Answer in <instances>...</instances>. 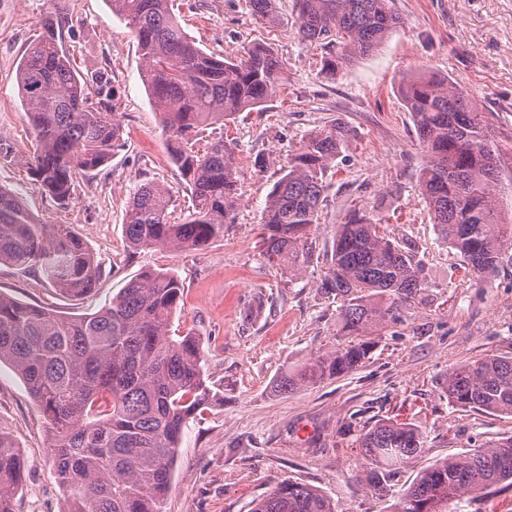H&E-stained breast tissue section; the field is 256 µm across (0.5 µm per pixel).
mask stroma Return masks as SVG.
Segmentation results:
<instances>
[{"instance_id":"obj_1","label":"stroma","mask_w":512,"mask_h":512,"mask_svg":"<svg viewBox=\"0 0 512 512\" xmlns=\"http://www.w3.org/2000/svg\"><path fill=\"white\" fill-rule=\"evenodd\" d=\"M278 22L256 21L246 0H173L185 31L206 51L234 54L271 45L286 64L285 83L251 112L206 128L202 141L223 135L240 171L241 201L224 239L189 251L132 252L124 233L130 197L152 179L167 186L173 216L191 211V194L170 161L168 133L141 78L142 60L125 21L109 0H0V186L19 195L47 224H68L96 254L101 277L81 300L57 293L36 272L0 265V292L65 314H91L109 304L145 269L176 273L183 302L175 336H196L203 369L219 400L184 430L164 512H252L292 479L322 491L342 512H392L357 480L355 439L382 420L421 427L426 453L408 467L412 482L434 461L512 435V417L452 408L443 386L450 367L488 353L512 354V241L489 277H462L439 238L419 193L428 160L399 89L432 72L477 97L497 148L495 187L512 222V0H392L401 19L372 54L335 79L319 72L321 52L300 41L295 0H277ZM68 14L63 46L84 76L102 73L120 96L123 145L107 166L79 180L65 205L30 176L34 130L17 85L19 63L42 22ZM342 119L348 138L327 180L312 251L301 274L269 270L256 239L277 169L302 137ZM264 158L266 168L253 165ZM384 219L396 237L413 242L430 283L404 325L374 332V348L348 375L275 394L272 385L310 355L338 344L339 304L319 283L338 224L351 209ZM0 427L25 461L16 512H67L49 449L47 424L8 362L0 363Z\"/></svg>"}]
</instances>
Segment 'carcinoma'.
<instances>
[{"instance_id":"obj_1","label":"carcinoma","mask_w":512,"mask_h":512,"mask_svg":"<svg viewBox=\"0 0 512 512\" xmlns=\"http://www.w3.org/2000/svg\"><path fill=\"white\" fill-rule=\"evenodd\" d=\"M126 21L144 62L143 82L164 118L170 157L191 188L192 214L172 218L168 188L146 181L130 198L124 231L132 252L207 248L224 240L240 200L239 170L220 135L196 147L201 128L252 111L283 85L273 48L254 44L234 57L204 51L182 28L169 0H109ZM272 24L276 0H249ZM297 34L323 50L321 72L333 79L350 61L373 53L399 26L390 0H298ZM65 15L46 19L17 73L21 102L36 132L28 162L42 190L62 204L76 180L106 165L121 146L120 96L100 75L83 79L61 45ZM429 159L419 185L439 236L459 258L457 269L495 270L512 238L495 196L498 165L478 100L436 75L401 87ZM348 128L337 119L313 130L280 165L267 197L257 248L272 269L300 270L311 249L328 172ZM29 268L61 294L82 299L97 288L101 267L68 224H45L14 192L0 187V264ZM415 248L381 230L355 208L338 225L318 288L340 298L344 342L282 375L272 392L286 394L357 370L369 358L372 329L394 327L430 288ZM183 301L172 272L147 269L92 314L64 317L0 292V362L22 377L48 424L55 474L69 512H163L171 472L190 419L217 393L194 336L170 335ZM448 404L512 416V355L487 354L448 370ZM363 473L373 490L396 497L393 512H448L512 488V435L436 460L407 487L394 479L425 451L410 423L382 421L361 433ZM24 461L0 428V512H16ZM253 512H339L318 489L282 481Z\"/></svg>"}]
</instances>
